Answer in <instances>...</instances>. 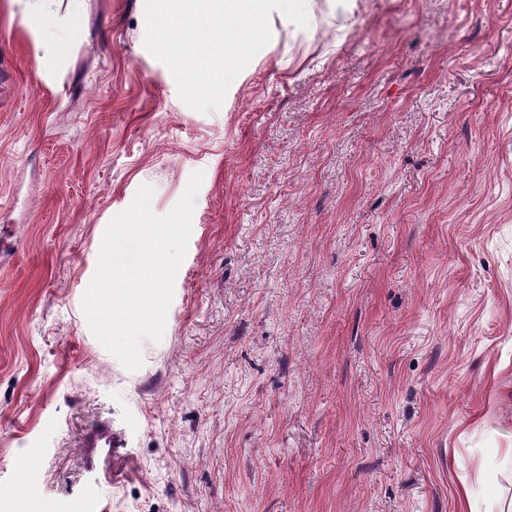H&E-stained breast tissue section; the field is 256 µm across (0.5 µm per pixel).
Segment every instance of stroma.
Returning <instances> with one entry per match:
<instances>
[{"label":"stroma","mask_w":512,"mask_h":512,"mask_svg":"<svg viewBox=\"0 0 512 512\" xmlns=\"http://www.w3.org/2000/svg\"><path fill=\"white\" fill-rule=\"evenodd\" d=\"M200 113L145 0H0V512H460L512 448V0H315ZM160 342L126 370L82 298L140 186L194 172ZM84 448H89L87 468V486L98 489L103 484L112 482L115 473V461L126 448L121 433L113 430L110 424L102 423L91 428L85 435ZM112 462V475L107 467ZM102 464V466H101Z\"/></svg>","instance_id":"1"}]
</instances>
